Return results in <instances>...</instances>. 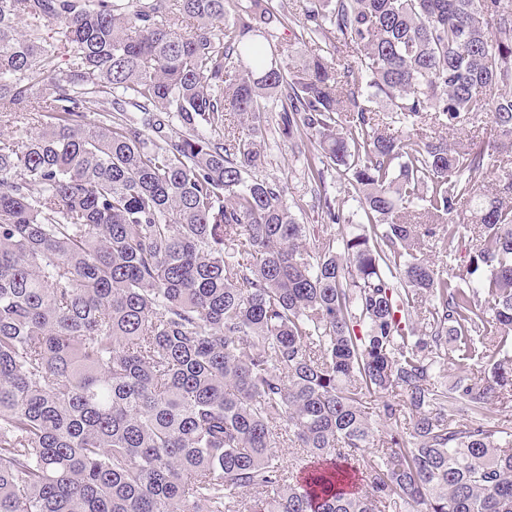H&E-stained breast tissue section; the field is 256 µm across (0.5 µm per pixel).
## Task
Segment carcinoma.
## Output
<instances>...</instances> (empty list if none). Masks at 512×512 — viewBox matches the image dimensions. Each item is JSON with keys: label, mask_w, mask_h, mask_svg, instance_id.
Instances as JSON below:
<instances>
[{"label": "carcinoma", "mask_w": 512, "mask_h": 512, "mask_svg": "<svg viewBox=\"0 0 512 512\" xmlns=\"http://www.w3.org/2000/svg\"><path fill=\"white\" fill-rule=\"evenodd\" d=\"M272 2L0 0V512H512V0ZM494 125L491 123L489 115L483 114L481 119L478 122L473 124H467L463 126L462 130L455 132L454 134H447L448 138L456 139L457 137H462L463 139H471L474 140H491L494 136ZM276 146L274 143L271 150L270 163L262 173L263 176L279 180L285 187L286 198L289 204L295 202L303 204L301 210L294 208L297 218L301 224H311L315 226L320 236H326L330 233L338 232V225L326 226L321 220V211L310 201V192L307 179L304 178V160L298 156L291 148H288V141L283 142L278 134L274 133ZM301 200V201H300Z\"/></svg>", "instance_id": "obj_1"}]
</instances>
